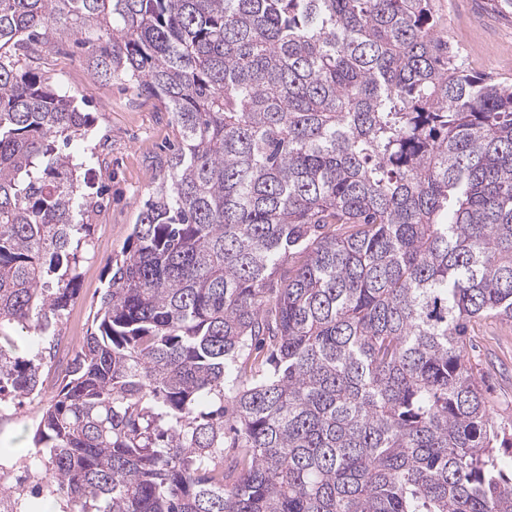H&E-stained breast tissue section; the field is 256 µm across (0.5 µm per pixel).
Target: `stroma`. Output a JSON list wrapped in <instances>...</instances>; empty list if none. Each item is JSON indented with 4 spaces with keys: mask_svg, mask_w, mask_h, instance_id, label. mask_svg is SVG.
I'll use <instances>...</instances> for the list:
<instances>
[{
    "mask_svg": "<svg viewBox=\"0 0 512 512\" xmlns=\"http://www.w3.org/2000/svg\"><path fill=\"white\" fill-rule=\"evenodd\" d=\"M437 10L450 45L460 48L473 71L512 85V14L493 11L489 0H437ZM42 72L49 82L81 94L82 109L93 117L88 137L72 142L71 153L103 150V161L93 171L100 205L87 217L93 231L80 264L79 294L57 323L60 335L82 337L105 283V262L125 246L139 208L157 180L158 160L167 155L176 137L168 112L138 98L120 80L93 79L72 36L51 45ZM470 335L468 355L493 402V415L510 421L512 321L480 320Z\"/></svg>",
    "mask_w": 512,
    "mask_h": 512,
    "instance_id": "obj_1",
    "label": "stroma"
}]
</instances>
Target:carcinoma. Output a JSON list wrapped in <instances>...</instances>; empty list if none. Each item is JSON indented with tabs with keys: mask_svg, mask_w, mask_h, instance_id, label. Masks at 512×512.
Wrapping results in <instances>:
<instances>
[{
	"mask_svg": "<svg viewBox=\"0 0 512 512\" xmlns=\"http://www.w3.org/2000/svg\"><path fill=\"white\" fill-rule=\"evenodd\" d=\"M61 32L179 140L53 365L99 204L65 152L91 113L40 69ZM489 317L512 86L435 0H0V424L39 405L11 512H512V422L466 357Z\"/></svg>",
	"mask_w": 512,
	"mask_h": 512,
	"instance_id": "cac0c4a2",
	"label": "carcinoma"
}]
</instances>
